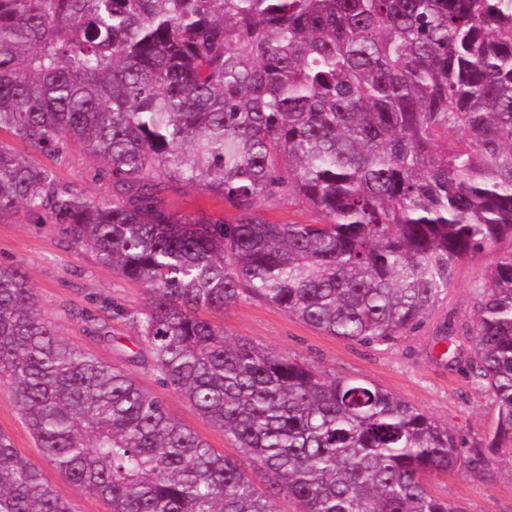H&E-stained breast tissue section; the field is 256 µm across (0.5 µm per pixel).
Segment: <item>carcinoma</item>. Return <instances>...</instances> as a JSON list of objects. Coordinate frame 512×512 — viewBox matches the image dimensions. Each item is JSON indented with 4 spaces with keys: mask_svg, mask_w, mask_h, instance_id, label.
I'll return each mask as SVG.
<instances>
[{
    "mask_svg": "<svg viewBox=\"0 0 512 512\" xmlns=\"http://www.w3.org/2000/svg\"><path fill=\"white\" fill-rule=\"evenodd\" d=\"M2 130L103 162L112 200L95 201L0 142V213L50 215L145 288L129 319L161 384L244 454L58 336L25 268L0 263V377L49 462L109 512H276L282 490L301 512H460L425 476L512 446V253L460 325L497 409L466 462L447 426L382 388L198 315L248 297L390 346L464 258L512 238V0H0ZM176 188L238 215L174 213ZM287 194L320 221L257 215ZM0 512H75L3 434Z\"/></svg>",
    "mask_w": 512,
    "mask_h": 512,
    "instance_id": "cac0c4a2",
    "label": "carcinoma"
}]
</instances>
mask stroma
<instances>
[{"mask_svg":"<svg viewBox=\"0 0 512 512\" xmlns=\"http://www.w3.org/2000/svg\"><path fill=\"white\" fill-rule=\"evenodd\" d=\"M0 142L37 164L53 166L61 186L95 200H111L109 182L93 176L98 160L79 145H72L66 158L56 164L8 132H0ZM165 205L180 214H214L230 221L237 216L220 194L205 190L169 193ZM258 214L276 224H309L318 218L292 197L262 200ZM510 253L512 239L506 237L490 252L461 261L446 297L424 316L418 329L389 347L324 335L282 310L252 299L221 311H203L202 316L223 326L229 339L275 349L329 374L377 384L447 425L470 448L488 435L496 408L469 377L470 342L456 337L447 356L441 338L449 321L462 320L472 310L474 287L493 257ZM0 263H18L25 268L41 312L59 336L114 367L130 369L139 383L164 399L176 419L212 448L230 459L241 458L236 443L185 398L163 387L151 366L130 364L131 354L140 347L130 316L143 306L145 291L141 286L101 266L91 249L72 245L46 215L23 209L0 214ZM116 307L124 310V317H113ZM99 320L108 322L111 340L96 337L93 327ZM0 433L9 436L14 447L42 469L59 495L72 502L75 512H106L102 501L82 493L49 463L6 379L0 380ZM426 485L432 495L461 512H512V448L500 449L487 465L476 469L432 472Z\"/></svg>","mask_w":512,"mask_h":512,"instance_id":"35a3bbf8","label":"stroma"}]
</instances>
